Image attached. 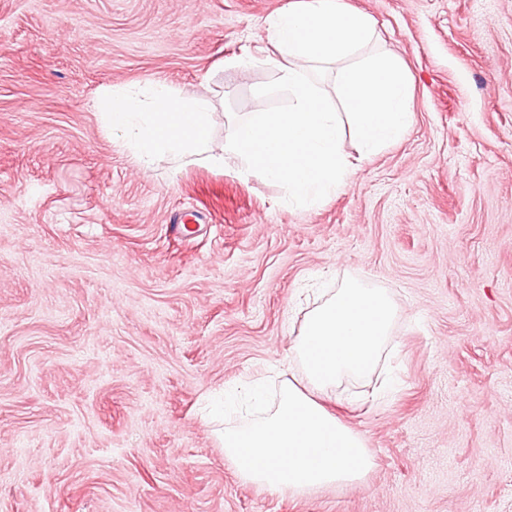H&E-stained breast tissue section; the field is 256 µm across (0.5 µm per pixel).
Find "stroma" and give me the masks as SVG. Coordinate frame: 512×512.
<instances>
[{
    "instance_id": "obj_1",
    "label": "stroma",
    "mask_w": 512,
    "mask_h": 512,
    "mask_svg": "<svg viewBox=\"0 0 512 512\" xmlns=\"http://www.w3.org/2000/svg\"><path fill=\"white\" fill-rule=\"evenodd\" d=\"M413 83L414 122L319 206L241 157L142 172L93 103L162 82L227 113L285 0H0V512H512V0H350ZM388 289V355L330 408L376 467L245 483L202 407L299 378L304 315Z\"/></svg>"
}]
</instances>
